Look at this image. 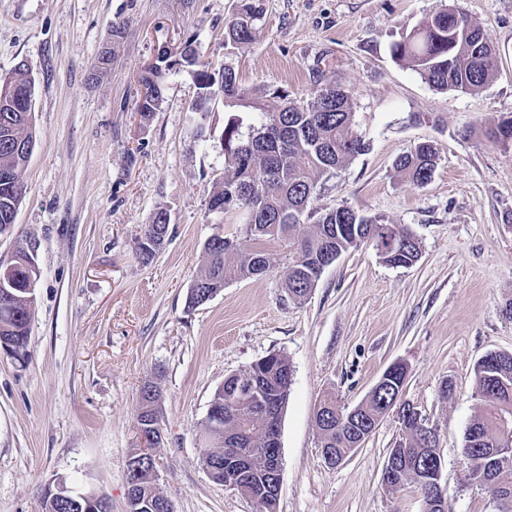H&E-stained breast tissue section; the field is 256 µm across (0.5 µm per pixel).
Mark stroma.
I'll list each match as a JSON object with an SVG mask.
<instances>
[{
	"label": "stroma",
	"instance_id": "1",
	"mask_svg": "<svg viewBox=\"0 0 512 512\" xmlns=\"http://www.w3.org/2000/svg\"><path fill=\"white\" fill-rule=\"evenodd\" d=\"M254 40L224 46L240 0H0V75L27 61L35 78V146L26 196L0 260L17 238L35 250L40 278L24 358L0 353V512H41L42 488L66 480L127 512V462L137 447L144 385L156 387L162 440L156 486L173 512H257L200 464V423L225 378L272 353L293 369L281 417L275 512H423L413 483L382 480L400 438L387 417L353 454L329 466L315 424L324 397L350 409L384 371L408 367L403 398L436 427L451 512H501L467 483L464 432L483 407L475 370L512 353V146L487 132L512 116V0H254ZM480 26L500 53L475 93L440 92L391 45L440 5ZM194 39L209 71L310 98L317 87L354 92L355 129L370 148L320 183L315 210L340 205L380 215L418 240L419 260L393 267L364 246L327 267L308 297L284 288L288 250L262 248L273 266L226 284L189 308L214 234L245 237L241 212L209 210L224 177L222 97L196 112L194 76L164 77V102L141 121L139 76L162 48ZM111 69L94 70L103 46ZM438 150L417 186L394 161L416 144ZM169 240L141 263L135 246L158 210Z\"/></svg>",
	"mask_w": 512,
	"mask_h": 512
}]
</instances>
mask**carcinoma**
I'll return each mask as SVG.
<instances>
[{
    "instance_id": "1",
    "label": "carcinoma",
    "mask_w": 512,
    "mask_h": 512,
    "mask_svg": "<svg viewBox=\"0 0 512 512\" xmlns=\"http://www.w3.org/2000/svg\"><path fill=\"white\" fill-rule=\"evenodd\" d=\"M260 19L256 8L243 5L242 11L225 28L224 47L249 44L254 37V22ZM392 57L409 64L430 86L439 90L473 92L495 77L499 53L486 41L483 32L462 13H448L444 6L403 33L391 46ZM175 61L155 64L141 75L144 93L138 112L148 119L164 101L162 71L174 66L199 65L182 53ZM198 95L196 112L209 111L216 92L224 96V107L233 112L250 109L256 127L248 135L241 132L242 120L233 116L224 124V179L217 183L209 200V210L224 213L242 210L246 215L245 235L260 243L279 240L288 247V271L285 288L293 301L303 300L321 277L318 258L325 250L339 254L362 246L382 247V259L395 267L410 266L420 256L416 239L404 227L382 216L365 215L348 206H337L316 213L310 209L319 182L345 166L352 158L369 150V144L355 131L354 92L340 85L326 84L306 101L297 100L285 89H253L243 86L231 68L215 78L207 69L195 71ZM34 82L28 64H18L11 74L0 79V172L10 171L19 179L29 159L27 149L34 147L31 109L28 97ZM438 153L431 143L423 142L395 161L397 172L422 186L432 177ZM25 189L0 183V229L13 228ZM315 218L309 235L301 240L292 236L304 216ZM167 212L155 213L144 225L135 253L144 263L153 260L167 239ZM208 263L194 280L187 296L188 307L208 302L224 285L241 279L262 276L270 270L263 251L249 253L237 242L220 234L205 243ZM33 306L19 297L3 303L0 288V335L13 337V357L23 358L28 344ZM292 372L288 358L274 354V360L261 370L266 386L263 403L246 402L233 394L231 384L242 376L225 378L210 403L203 423L209 445L206 460L233 459L241 447H249L256 459L265 454L263 431L266 413L263 404L284 409L290 394ZM476 386L484 408L468 424L461 454L467 462L466 477L484 488L496 502L512 503V353H498L495 363L476 368ZM398 395L390 387L367 396L357 406L356 417H348L333 399L317 408L315 422L321 447L342 453L353 447L364 429L386 417L387 402ZM157 390L146 386L141 391L143 417L156 424L154 403ZM399 447L409 466L403 478L389 484L397 488L406 482L421 485L415 459L438 453L427 447L419 432L399 422ZM42 512H78L70 503L49 494L41 495Z\"/></svg>"
}]
</instances>
